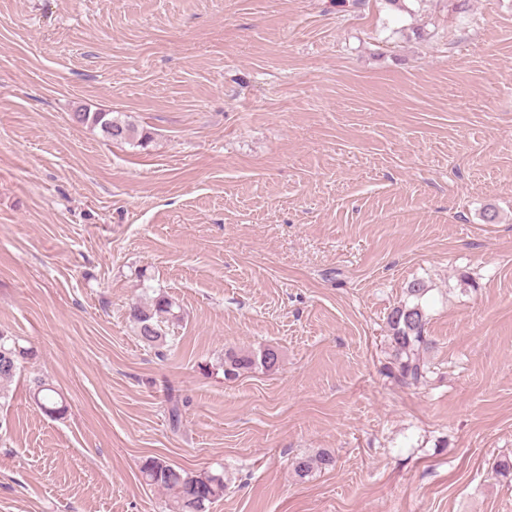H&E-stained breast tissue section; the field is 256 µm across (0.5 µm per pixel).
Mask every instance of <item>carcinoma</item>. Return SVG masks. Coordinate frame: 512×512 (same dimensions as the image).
Returning <instances> with one entry per match:
<instances>
[{"instance_id":"obj_1","label":"carcinoma","mask_w":512,"mask_h":512,"mask_svg":"<svg viewBox=\"0 0 512 512\" xmlns=\"http://www.w3.org/2000/svg\"><path fill=\"white\" fill-rule=\"evenodd\" d=\"M72 121L78 125L100 130L106 137L116 141L141 143L149 136L127 118H119L110 112H89L78 109L72 113ZM429 288L425 282L415 280L407 288L408 301L392 309L387 317L390 339L393 347L395 378L406 386H415L426 379L429 372L424 353L431 341L426 335V310L424 297ZM174 302L160 294L152 300L151 307L133 306L129 318L136 325L140 341L154 347L162 340L161 317L173 315ZM32 351L19 345L17 339L0 333V396L5 385L12 382L20 372L24 360ZM279 353L273 348L258 352H241L229 349L224 352V379L236 380L244 373L262 368L276 369ZM32 398L35 404L50 415L64 412L61 395L49 383L34 381ZM333 456L322 451L314 457L296 460L294 471L300 478L309 476L313 470H325L333 466ZM139 472L145 484L155 486L168 494L169 512H209L210 505L224 497V474L189 471L160 457H147L139 465Z\"/></svg>"}]
</instances>
